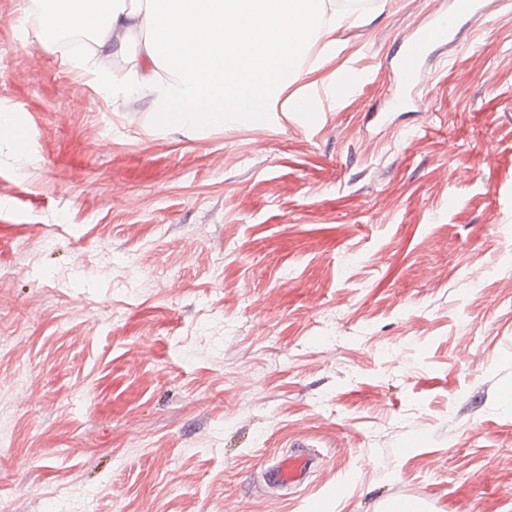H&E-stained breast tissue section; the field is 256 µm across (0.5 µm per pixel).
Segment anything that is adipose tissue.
<instances>
[{"instance_id":"adipose-tissue-1","label":"adipose tissue","mask_w":512,"mask_h":512,"mask_svg":"<svg viewBox=\"0 0 512 512\" xmlns=\"http://www.w3.org/2000/svg\"><path fill=\"white\" fill-rule=\"evenodd\" d=\"M345 20L335 0H46L41 44L90 34L81 67L106 93H137L164 122L203 128L267 111L309 45Z\"/></svg>"}]
</instances>
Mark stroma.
<instances>
[{
	"label": "stroma",
	"instance_id": "obj_1",
	"mask_svg": "<svg viewBox=\"0 0 512 512\" xmlns=\"http://www.w3.org/2000/svg\"><path fill=\"white\" fill-rule=\"evenodd\" d=\"M29 3L0 0V503L512 512V0L431 58L425 109L390 111L389 61L448 0H388L206 128L105 101ZM350 67L318 125L289 112ZM311 459L304 455L285 456L269 474L270 481L282 486L304 484L310 469Z\"/></svg>",
	"mask_w": 512,
	"mask_h": 512
}]
</instances>
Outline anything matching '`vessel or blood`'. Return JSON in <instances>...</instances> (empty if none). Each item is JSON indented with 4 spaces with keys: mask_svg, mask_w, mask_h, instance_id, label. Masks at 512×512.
<instances>
[{
    "mask_svg": "<svg viewBox=\"0 0 512 512\" xmlns=\"http://www.w3.org/2000/svg\"><path fill=\"white\" fill-rule=\"evenodd\" d=\"M481 0H452L449 19L436 18L402 42L400 50L390 62L400 88L397 103H404L409 91L414 90L422 70L439 50L452 45L459 33V24L478 14ZM311 460L304 455L285 456L271 470L272 483L282 486L304 484Z\"/></svg>",
    "mask_w": 512,
    "mask_h": 512,
    "instance_id": "obj_1",
    "label": "vessel or blood"
}]
</instances>
